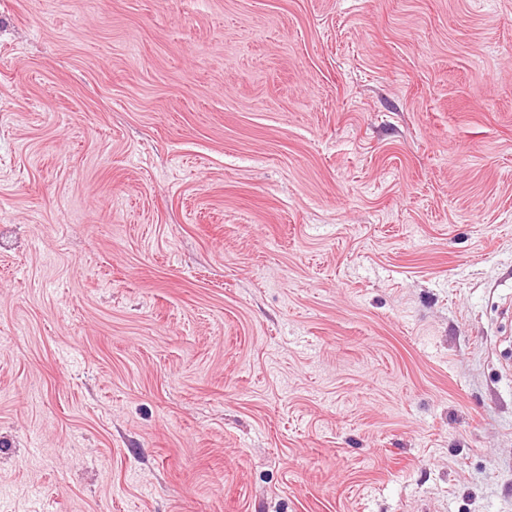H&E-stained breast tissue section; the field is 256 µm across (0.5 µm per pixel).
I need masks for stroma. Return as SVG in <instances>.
<instances>
[{
	"label": "stroma",
	"mask_w": 512,
	"mask_h": 512,
	"mask_svg": "<svg viewBox=\"0 0 512 512\" xmlns=\"http://www.w3.org/2000/svg\"><path fill=\"white\" fill-rule=\"evenodd\" d=\"M512 0H0V512H512Z\"/></svg>",
	"instance_id": "stroma-1"
}]
</instances>
